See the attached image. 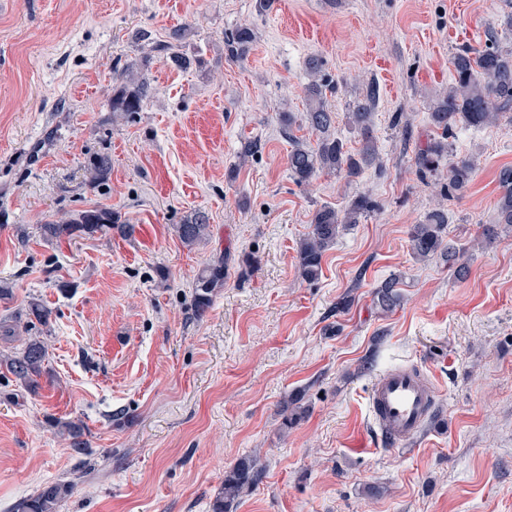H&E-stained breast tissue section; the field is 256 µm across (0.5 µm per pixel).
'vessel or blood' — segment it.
I'll use <instances>...</instances> for the list:
<instances>
[{
    "label": "vessel or blood",
    "instance_id": "b4317fda",
    "mask_svg": "<svg viewBox=\"0 0 512 512\" xmlns=\"http://www.w3.org/2000/svg\"><path fill=\"white\" fill-rule=\"evenodd\" d=\"M437 394L436 381L422 367L395 365L371 383L369 414L386 438L395 443L408 442L422 433Z\"/></svg>",
    "mask_w": 512,
    "mask_h": 512
}]
</instances>
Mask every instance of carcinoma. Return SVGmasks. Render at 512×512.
Segmentation results:
<instances>
[{"label":"carcinoma","instance_id":"1","mask_svg":"<svg viewBox=\"0 0 512 512\" xmlns=\"http://www.w3.org/2000/svg\"><path fill=\"white\" fill-rule=\"evenodd\" d=\"M254 40V32L248 26H239L224 33V56L229 61L242 58ZM488 45L482 50L464 48L452 58L453 77L448 90L434 100L431 106L432 125L442 131L440 138L418 149L416 167L424 177H433L447 190H461L471 181L474 163L471 159L449 157L448 135L458 125L480 128L498 123L512 111V46L502 45L497 31L487 38ZM137 63L132 61L115 78L126 80L127 87L112 99V111L131 114L139 112L143 100L150 92L149 85L135 78ZM309 71L315 75L306 87V112L297 118L292 112L279 113L284 134L291 149L288 152V170L294 182L307 186L318 172L333 173L347 179L357 177L369 168L379 167V155L373 137V117L379 92L370 82L365 90L348 107V125L360 142V148L350 153L345 144L332 132V111L326 104L324 84L317 78L321 62L312 57L308 61ZM303 122L315 134V143L310 144L294 135L298 122ZM87 168L94 179L104 184L108 181L112 159L106 154H92ZM499 196L496 201V223L512 226V167L504 168L498 176ZM375 205L365 194L355 196L344 211L323 205L317 208L311 219V230L300 241L298 263L301 275L308 281L318 279L325 252L337 238L350 227L361 222V218L373 211ZM448 212L439 205L429 210L424 219L412 225L410 243L414 256L420 260L438 255L446 263L458 257L457 248L446 241ZM117 231L126 235L132 231L122 215L110 208H91L72 214L62 224H42L43 240L54 243L78 234ZM209 216L196 210L175 225L180 242L192 247L208 236ZM227 276L223 257L211 261L197 275L194 292V310L203 317L211 306L216 289L224 287ZM398 280L384 281L375 291L374 302L383 312L393 310L400 301L396 291ZM27 315L39 324L50 323L52 311L40 301L28 303ZM48 351L45 342L35 336L28 339L23 348L10 355H0V366L5 367L24 387L38 388L40 378L47 371ZM307 409L293 398L283 406V425L291 427L305 417ZM59 432L66 435L70 448L78 454L88 450L84 426L72 421H56ZM262 470L252 457L239 459L224 473V485L212 503V512H230L235 501L252 492L261 481ZM73 492L67 481H55L42 486L29 497L18 500L11 512H58L63 502Z\"/></svg>","mask_w":512,"mask_h":512}]
</instances>
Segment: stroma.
Returning a JSON list of instances; mask_svg holds the SVG:
<instances>
[{"mask_svg": "<svg viewBox=\"0 0 512 512\" xmlns=\"http://www.w3.org/2000/svg\"><path fill=\"white\" fill-rule=\"evenodd\" d=\"M510 11L507 0H0V285L11 290L0 352L34 336L49 352L34 392L0 368V512L58 480L74 485L59 512H210L245 456L263 479L231 512H512V226L480 240L512 167V121L454 129L453 155L475 166L463 190L442 195L415 165L438 135L429 112L453 55L483 46ZM242 24L254 41L227 61L224 32ZM179 27L187 69L154 50ZM312 57L350 148L348 105L378 84L380 169L307 187L290 177L278 115L304 112ZM132 59L151 92L125 116L112 110L113 73ZM247 139L259 151L243 160ZM96 152L112 159L104 185L86 166ZM359 194L374 210L304 280L297 250L314 211ZM440 204L462 279L411 253V225ZM92 207L121 212L132 233L41 238L40 225ZM198 209L210 233L188 248L174 226ZM219 254L228 276L200 318L194 282ZM393 275L401 302L384 313L373 292ZM34 298L49 326L28 319ZM399 362L430 370L439 393L421 435L392 446L367 394ZM295 396L308 413L286 429L281 403ZM56 418L87 427L88 454Z\"/></svg>", "mask_w": 512, "mask_h": 512, "instance_id": "35a3bbf8", "label": "stroma"}]
</instances>
